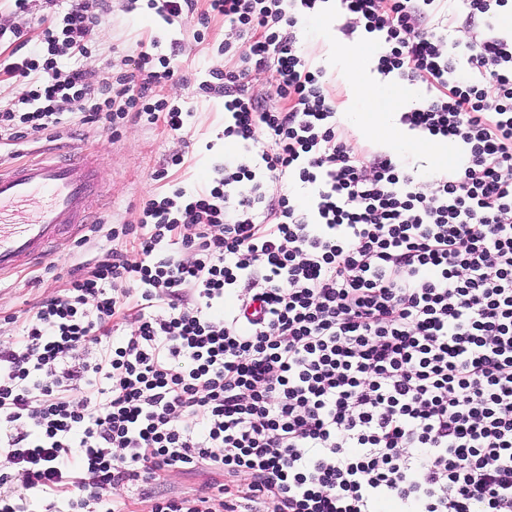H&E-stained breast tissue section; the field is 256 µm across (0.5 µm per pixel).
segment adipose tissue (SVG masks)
Returning <instances> with one entry per match:
<instances>
[{
  "mask_svg": "<svg viewBox=\"0 0 512 512\" xmlns=\"http://www.w3.org/2000/svg\"><path fill=\"white\" fill-rule=\"evenodd\" d=\"M380 50V44L374 42L361 44L354 50L352 58L343 63L346 76L355 94L367 104L366 110L356 113L355 119L363 127L365 133L372 137L386 133L389 127V105L385 99V87L368 80L360 62L374 57Z\"/></svg>",
  "mask_w": 512,
  "mask_h": 512,
  "instance_id": "adipose-tissue-1",
  "label": "adipose tissue"
}]
</instances>
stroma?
I'll return each mask as SVG.
<instances>
[{
	"label": "stroma",
	"instance_id": "35a3bbf8",
	"mask_svg": "<svg viewBox=\"0 0 512 512\" xmlns=\"http://www.w3.org/2000/svg\"><path fill=\"white\" fill-rule=\"evenodd\" d=\"M70 0H26L17 10L13 0H0V26L9 33L0 38V108L17 105L22 85L7 72L15 61L14 33H21L30 46L39 45L44 31L60 23ZM207 0H198L194 15L165 21L149 6L148 0H104V17L98 42L85 54L60 49L55 57L61 71L81 69L97 82L114 80L126 69L127 58L136 56L142 46L155 45L175 70L173 80L160 89L168 101L178 104L189 117L182 130H169L164 121L129 120L110 131L99 123L86 121L83 113L69 104L59 106L60 124L50 130L22 139L0 136V164L9 166L32 158L52 156L64 147L100 159L95 193L89 203L90 224L75 237L61 238L55 257L45 263L23 267L18 273L0 279V344L17 339L20 322L32 315L43 300L62 294L67 281L78 268L93 266L106 250L130 251L128 237L112 238V227L136 225L143 202L152 197L204 188L225 160L243 152L241 143H229L224 136V98L201 91V83L223 71L224 41L236 38L225 27L222 17L208 15ZM336 15L334 0H327L317 13L299 23L301 52L312 68L323 70L329 91L337 101L336 118L349 143L404 157L420 176L433 171L429 158L401 148L412 131L403 128L399 115L429 98L425 84L409 83L386 76L384 84L399 89L391 105L388 136H367L354 124L351 115L365 109L364 101L354 99L350 83L341 68L329 57L331 48L351 49L366 41L367 33H348ZM183 156L179 166L165 167L171 156Z\"/></svg>",
	"mask_w": 512,
	"mask_h": 512
}]
</instances>
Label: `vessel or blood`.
Segmentation results:
<instances>
[{
  "label": "vessel or blood",
  "instance_id": "b4317fda",
  "mask_svg": "<svg viewBox=\"0 0 512 512\" xmlns=\"http://www.w3.org/2000/svg\"><path fill=\"white\" fill-rule=\"evenodd\" d=\"M94 185V163L84 155L0 167V276L53 256L59 239L76 235Z\"/></svg>",
  "mask_w": 512,
  "mask_h": 512
}]
</instances>
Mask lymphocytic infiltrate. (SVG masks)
I'll return each instance as SVG.
<instances>
[{"instance_id":"lymphocytic-infiltrate-1","label":"lymphocytic infiltrate","mask_w":512,"mask_h":512,"mask_svg":"<svg viewBox=\"0 0 512 512\" xmlns=\"http://www.w3.org/2000/svg\"><path fill=\"white\" fill-rule=\"evenodd\" d=\"M208 2L240 38L209 89L245 151L204 191L148 199L132 254L107 252L0 348L14 469L0 486L17 485L0 512H28L35 492L48 512L57 495L72 512H125L124 487L200 467L204 489L143 493L150 512H512V38L449 43L436 0H338L384 43L381 74L432 90L401 125L464 146L459 171L426 187L340 131L293 32L321 0ZM97 8L75 0L61 31L10 65L24 109L0 110V133L57 126L63 100L110 128L132 113L182 129L156 93L174 77L166 57L154 68L138 53L117 79L138 92L119 108L87 72L58 70V42L82 54L98 39ZM265 73L283 106L249 92ZM129 313L137 329L102 345ZM83 384L97 409L74 398Z\"/></svg>"}]
</instances>
